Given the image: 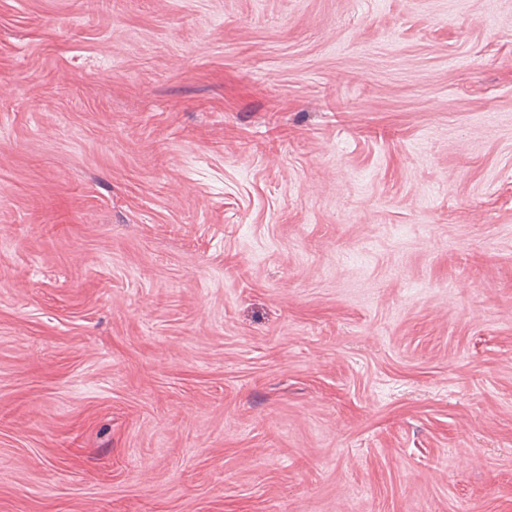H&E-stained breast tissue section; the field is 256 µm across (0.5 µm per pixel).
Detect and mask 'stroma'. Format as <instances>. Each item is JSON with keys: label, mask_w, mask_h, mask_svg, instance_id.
I'll list each match as a JSON object with an SVG mask.
<instances>
[{"label": "stroma", "mask_w": 512, "mask_h": 512, "mask_svg": "<svg viewBox=\"0 0 512 512\" xmlns=\"http://www.w3.org/2000/svg\"><path fill=\"white\" fill-rule=\"evenodd\" d=\"M0 512H512V0H0Z\"/></svg>", "instance_id": "stroma-1"}]
</instances>
